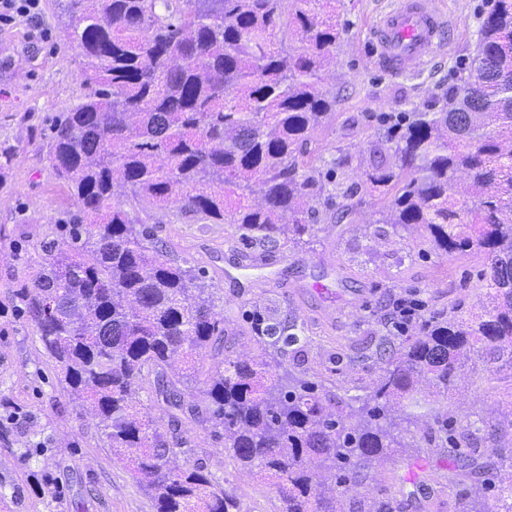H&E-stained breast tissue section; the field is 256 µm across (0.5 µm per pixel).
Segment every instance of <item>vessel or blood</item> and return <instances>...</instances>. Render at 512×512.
Masks as SVG:
<instances>
[{
    "label": "vessel or blood",
    "mask_w": 512,
    "mask_h": 512,
    "mask_svg": "<svg viewBox=\"0 0 512 512\" xmlns=\"http://www.w3.org/2000/svg\"><path fill=\"white\" fill-rule=\"evenodd\" d=\"M453 29L433 0H392L370 30L372 63L390 75H403L443 50Z\"/></svg>",
    "instance_id": "vessel-or-blood-1"
}]
</instances>
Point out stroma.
<instances>
[{
    "label": "stroma",
    "mask_w": 512,
    "mask_h": 512,
    "mask_svg": "<svg viewBox=\"0 0 512 512\" xmlns=\"http://www.w3.org/2000/svg\"><path fill=\"white\" fill-rule=\"evenodd\" d=\"M388 0H339L348 29L325 72L336 92L333 116L311 133L313 156L337 160L336 174L359 204L345 219L336 209L345 198L320 208L311 234L272 250H249L232 224H200L177 206L142 201L136 211L175 256L206 272L215 310L224 326H245L261 308L278 317L299 316L311 341L289 371L305 373L346 403L364 395L381 365V337L394 344L418 337L419 323L398 330L387 320L395 299L422 304L423 316L463 307L482 314L487 304L480 279L483 255L435 250L423 225L397 226L376 234L385 199L370 192L362 173L366 148L382 133L384 118L424 111L466 76L476 54V31L485 0H438L457 23L449 47L416 71L400 77L373 67L368 27ZM39 23L21 21L0 30V147H16L0 187V512H154L151 499L132 479L126 461L113 454L96 419L57 375L35 325L19 315L21 288L40 268L43 244L60 239L57 212L70 203L49 160V127L61 112L80 103L91 88L83 82L80 51L60 21L57 0H43ZM49 30L41 40L40 30ZM431 408L452 409L490 421L512 407V381L491 375L480 353L460 373L451 397L433 395ZM191 454L176 455L178 467L201 465L234 490L240 512H279L275 488L259 482L232 459L223 439L196 428L187 434ZM44 452L26 458L28 442ZM444 474L447 449L406 448L373 462L350 485L339 506L356 512L405 491L395 512H475L491 504L481 484L428 483L413 494V454Z\"/></svg>",
    "instance_id": "35a3bbf8"
}]
</instances>
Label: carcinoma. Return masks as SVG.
Segmentation results:
<instances>
[{
  "mask_svg": "<svg viewBox=\"0 0 512 512\" xmlns=\"http://www.w3.org/2000/svg\"><path fill=\"white\" fill-rule=\"evenodd\" d=\"M292 6L288 43L282 4ZM63 29L81 50L91 93L52 124L49 156L74 207L59 210L60 242L20 293L27 317L71 394L91 404L112 452L156 512H239L233 490L169 456L188 444L161 432L140 393L174 421L205 425L257 479L274 486L281 512H337L336 499L362 463L412 448L392 403L423 408L420 383L448 395L478 350L512 373V0H488L466 89L444 92L439 112H414L386 126L364 170L388 197L383 224H421L436 249L484 255L489 304L423 321L421 336L379 343L377 377L361 406L345 412L323 385L286 369L309 342L299 318L256 309L250 332L260 353L235 356L238 337L217 317L205 278L153 244L131 215L142 199L174 203L207 224H234L265 250L286 231L310 233L325 184L299 172L310 132L336 105L323 85L345 29L333 0H59ZM473 193L459 198L457 174ZM263 205L250 202L254 187ZM220 350L223 368L205 381L201 405L182 387L197 357ZM358 415L356 424L349 418ZM506 426L439 413L420 437L452 454L449 481L490 467L486 440ZM330 474L326 496L318 471ZM512 512V480L485 482Z\"/></svg>",
  "mask_w": 512,
  "mask_h": 512,
  "instance_id": "carcinoma-1",
  "label": "carcinoma"
}]
</instances>
